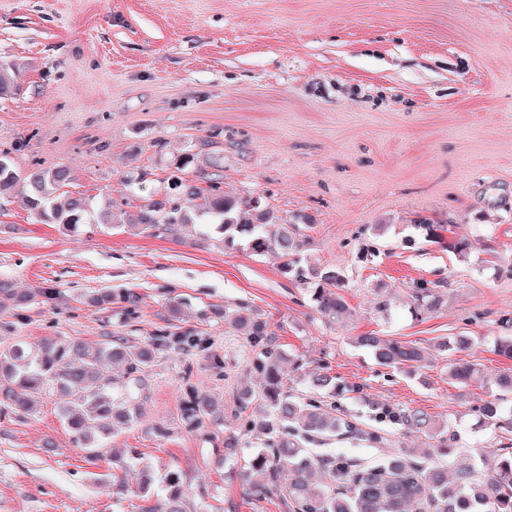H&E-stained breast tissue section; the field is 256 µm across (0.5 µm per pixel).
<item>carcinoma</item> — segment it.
<instances>
[{
	"label": "carcinoma",
	"mask_w": 512,
	"mask_h": 512,
	"mask_svg": "<svg viewBox=\"0 0 512 512\" xmlns=\"http://www.w3.org/2000/svg\"><path fill=\"white\" fill-rule=\"evenodd\" d=\"M19 73L17 64L0 63V93L14 85ZM193 163L191 153L175 158V171L168 179L165 193L149 200L134 224H120L110 205L94 217L81 198H72L63 207L54 205V194L69 180V171L64 167L31 173L25 205L37 222L57 224L68 232L81 224L96 222L121 227L134 235L158 236L165 227L182 224L193 229L205 226L227 244L243 240L255 255H276L282 261L283 273L296 283L316 281L315 309L327 322H335L345 310L339 293L345 287V277L337 267H318L302 256L308 231L312 229L310 221L250 222L241 213L263 210L261 198L242 200L227 195L218 174L185 177ZM16 180L17 173L8 158L0 156V196L10 192ZM54 295L55 289L44 287L19 293L10 281L0 279V309L6 304L23 309L40 296L49 299ZM411 298L417 314L433 312L442 303L437 286L423 282L411 288ZM224 319L260 348L252 369L261 382L239 396L240 408L256 402L265 409V416L248 420L244 426V431L265 438V447L241 472L245 481L251 470L266 474L267 482L256 486L258 493L281 500L289 512H512V447L496 449L481 458L478 466L468 463L451 471L430 459L420 462L417 457L421 454L429 457L434 451H444L448 438L445 431L431 426L428 417L419 411L382 405L380 417L408 432L427 435L433 440L430 449L404 448L374 465H359L344 456L309 451L304 443L329 440L348 432L369 441H376L379 436L349 426L321 405L288 393L280 376L279 356L268 350L266 324L249 304L225 306ZM172 343L183 349L198 346L195 333L177 331L140 346L109 334L94 344L50 339L35 350L20 344L1 349L0 411L28 413L32 395L49 388L64 398L59 414L74 440L89 457L96 458L103 438L117 426L129 425L137 418L131 404L133 394L147 388L145 370L154 352ZM352 343L369 350L381 365L414 372L440 355L467 350L471 340L457 335L426 347L390 336L365 334L354 337ZM475 373V364L470 361L448 359L451 380L466 384ZM310 387L330 396L347 389L325 370L310 379ZM347 390L353 392L355 388ZM503 400L504 397L496 396L486 403L485 422L498 428H512V407L504 408ZM184 414L194 428L205 426L212 417L210 404L196 396L186 401ZM112 470L138 472L141 489L146 493L156 481L163 483L165 497L147 506L145 512H186L182 505L184 477L180 472L167 471L159 477L141 465L134 450L126 456H112Z\"/></svg>",
	"instance_id": "cac0c4a2"
}]
</instances>
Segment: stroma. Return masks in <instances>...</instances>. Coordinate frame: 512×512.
Returning a JSON list of instances; mask_svg holds the SVG:
<instances>
[{
  "mask_svg": "<svg viewBox=\"0 0 512 512\" xmlns=\"http://www.w3.org/2000/svg\"><path fill=\"white\" fill-rule=\"evenodd\" d=\"M3 62L22 66L0 96V152L20 176L66 167L57 203L109 199L131 221L164 191L177 154L193 153L197 174L221 161L227 194L266 199L275 223L312 221L306 252L342 271L346 313L327 323L313 285L241 242L195 245L177 225L154 237L38 223L17 184L0 198V278L59 294L0 311V347L107 332L140 345L186 329L204 345L156 352L136 421L98 458L74 443L55 395H36L26 418L0 414V512H142L134 474L123 492L113 486L112 454L132 449L158 472H183L186 512H283L237 474L256 440L217 453L240 430L234 395L259 383L254 347L224 320L240 301L266 321L290 389L309 395L322 367L359 387L335 413L380 443L325 451L371 462L424 447L377 417L376 402L450 429L451 465L512 440L480 424L493 378L512 370L496 351L512 317V0H0ZM417 281L438 285L435 312L411 309ZM105 290L134 291L135 314L92 305ZM365 333L422 346L469 336L478 374L455 383L441 357L413 374L379 365L351 344ZM193 395L215 406L206 427L182 414Z\"/></svg>",
  "mask_w": 512,
  "mask_h": 512,
  "instance_id": "35a3bbf8",
  "label": "stroma"
}]
</instances>
